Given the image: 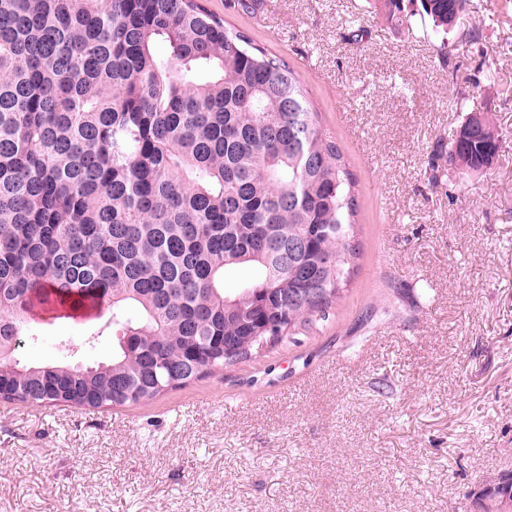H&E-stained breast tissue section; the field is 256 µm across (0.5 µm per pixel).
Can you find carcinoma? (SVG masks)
I'll return each instance as SVG.
<instances>
[{"label":"carcinoma","mask_w":512,"mask_h":512,"mask_svg":"<svg viewBox=\"0 0 512 512\" xmlns=\"http://www.w3.org/2000/svg\"><path fill=\"white\" fill-rule=\"evenodd\" d=\"M448 35L467 0H366ZM465 121L434 155L489 168ZM355 178L294 71L197 0H0V400H152L232 359L263 319H328L357 255ZM112 320V360L22 361L34 303ZM512 507V477L481 494Z\"/></svg>","instance_id":"obj_1"}]
</instances>
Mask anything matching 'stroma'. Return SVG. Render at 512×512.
Segmentation results:
<instances>
[{
  "label": "stroma",
  "mask_w": 512,
  "mask_h": 512,
  "mask_svg": "<svg viewBox=\"0 0 512 512\" xmlns=\"http://www.w3.org/2000/svg\"><path fill=\"white\" fill-rule=\"evenodd\" d=\"M198 2L307 90L358 183L357 271L327 321L153 401H0V512H478L512 474V0L444 39L365 0ZM479 111L507 136L490 169L432 181ZM108 319L40 314L22 352L110 358Z\"/></svg>",
  "instance_id": "35a3bbf8"
}]
</instances>
